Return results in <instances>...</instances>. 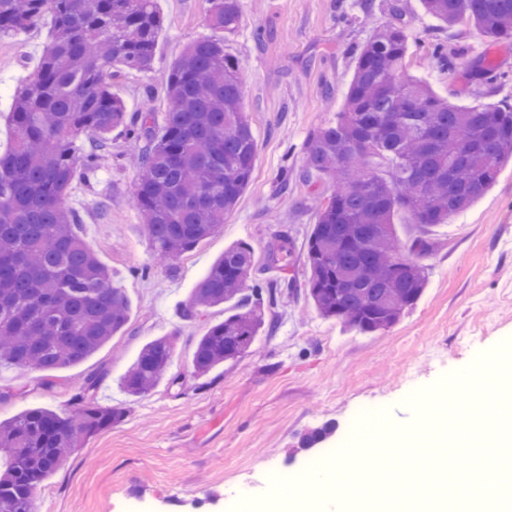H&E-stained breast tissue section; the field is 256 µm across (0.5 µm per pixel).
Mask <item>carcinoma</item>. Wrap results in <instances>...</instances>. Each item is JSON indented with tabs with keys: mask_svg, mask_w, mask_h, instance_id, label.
Masks as SVG:
<instances>
[{
	"mask_svg": "<svg viewBox=\"0 0 512 512\" xmlns=\"http://www.w3.org/2000/svg\"><path fill=\"white\" fill-rule=\"evenodd\" d=\"M212 26L241 23L243 0H206ZM426 16L512 37V0H421ZM50 15L52 40L13 100L12 150L0 153V366L53 370L79 363L126 327L130 300L115 274L79 235L67 198L77 171L94 173L121 129L139 151L135 206L166 271L221 231L252 180L257 141L243 109L242 66L221 38L191 42L166 73L165 120L155 108L128 115L112 92L118 70L152 68L163 17L157 0H0V38ZM401 27L376 32L358 49L356 69L336 120L309 135L304 173L328 190L315 206L307 241V295L319 314L376 333L394 325L428 284L423 236L402 244L395 220L450 224L494 185L512 160V105L457 106L406 67ZM283 238L267 256L288 260ZM252 248L224 249L179 305L186 322L227 306L224 320L198 337L196 375L245 356L266 329L260 299L273 287L254 276ZM173 335L147 342L123 377L132 396L166 376ZM100 379L88 377L71 415L24 410L0 425V512H35L33 491L85 439L124 417L102 406ZM325 425L301 441L313 448Z\"/></svg>",
	"mask_w": 512,
	"mask_h": 512,
	"instance_id": "carcinoma-1",
	"label": "carcinoma"
}]
</instances>
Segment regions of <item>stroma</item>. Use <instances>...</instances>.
<instances>
[{
    "label": "stroma",
    "mask_w": 512,
    "mask_h": 512,
    "mask_svg": "<svg viewBox=\"0 0 512 512\" xmlns=\"http://www.w3.org/2000/svg\"><path fill=\"white\" fill-rule=\"evenodd\" d=\"M243 0L242 22L225 49L243 68V104L258 143L249 187L224 229L186 253L174 274L161 268L133 205L137 158L125 133L112 134L109 155L90 177L76 176L68 198L79 212L85 244L121 278L131 301L125 329L84 361L52 371L0 368V422L23 410L57 413L99 377L101 404L125 408L112 429L73 449L34 491L52 512H242L236 490L252 498L274 487L270 472L303 475L326 449L349 447L356 410L372 408L397 427L411 426L412 401L424 389L465 372L476 359L512 343V161L488 193L454 223L430 228L428 285L418 303L387 331H346L318 314L304 287L313 197L323 178L302 179L304 144L332 122L356 67L355 49L381 28L404 27L407 69L460 105L512 103V39L494 41L472 26L438 25L419 0ZM164 18L154 68L124 72L112 89L136 112L145 96L165 105L166 70L192 40L211 36L205 0H158ZM51 21L0 40V152L14 143V91L34 72ZM441 43L454 68L440 67L427 47ZM492 64L494 82L477 70ZM292 252L272 272L266 255L281 237ZM253 249L255 276L276 290L265 303L271 325L239 361L197 376L192 351L224 310L194 322L176 310L225 247ZM177 334L168 369L178 386L160 384L140 397L120 380L141 347ZM325 443L301 448L325 424Z\"/></svg>",
    "instance_id": "stroma-1"
}]
</instances>
